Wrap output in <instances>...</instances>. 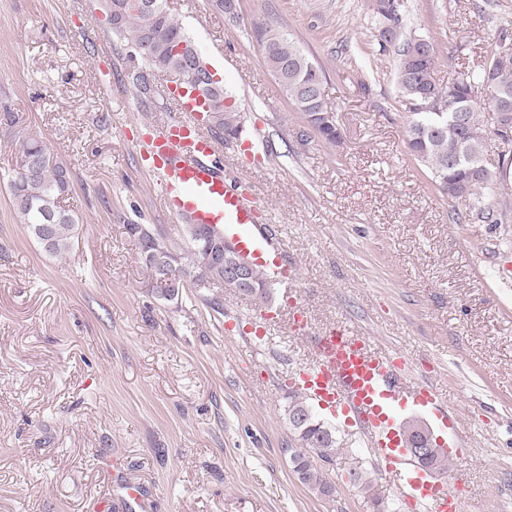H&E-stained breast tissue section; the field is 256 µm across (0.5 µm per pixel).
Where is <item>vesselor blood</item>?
I'll list each match as a JSON object with an SVG mask.
<instances>
[{
  "label": "vessel or blood",
  "instance_id": "1",
  "mask_svg": "<svg viewBox=\"0 0 512 512\" xmlns=\"http://www.w3.org/2000/svg\"><path fill=\"white\" fill-rule=\"evenodd\" d=\"M169 94L178 114L151 126L140 145L166 209L184 223L217 228L261 271L293 283L294 273L282 263L281 242L258 220L255 194L238 189L222 165L220 144L204 130L203 101L177 87ZM295 388L319 410L358 428L365 447L398 479L401 498L413 512H466L464 497L414 465L400 442L396 408L406 404L427 412L435 428L449 430L448 439L438 442L445 457L458 460L469 452L455 406L432 382L413 375L405 357L378 351L367 337L337 326L318 336Z\"/></svg>",
  "mask_w": 512,
  "mask_h": 512
}]
</instances>
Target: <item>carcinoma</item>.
Returning a JSON list of instances; mask_svg holds the SVG:
<instances>
[{
    "instance_id": "1",
    "label": "carcinoma",
    "mask_w": 512,
    "mask_h": 512,
    "mask_svg": "<svg viewBox=\"0 0 512 512\" xmlns=\"http://www.w3.org/2000/svg\"><path fill=\"white\" fill-rule=\"evenodd\" d=\"M158 4L160 7L155 10L129 12L109 26L112 34L129 48L135 69L133 84L143 95L151 92L149 77L154 72L177 74L185 69L188 61L177 54L182 42L192 51L196 68L207 70L204 55L194 52L193 40L169 8L168 0H158ZM369 8L378 25L380 46L394 49L397 56L395 80L406 111L404 132L410 155L427 169L442 195L449 199L464 198L482 218L498 223V218L506 216V210H498L487 191L492 189V184L506 180L512 170V137L502 129L504 123H512V69L502 68L500 62L503 50L512 51V32L506 26L501 27L498 48L485 62L475 68L465 66L455 71L448 83L441 84L433 77L436 45L405 35L409 21L405 0H369ZM257 35L265 63L294 110L325 143L333 146L341 143L340 129L323 124L319 117L332 111L324 97V70L285 28L260 25ZM146 39L151 40L149 51L140 56L134 48ZM477 84L487 90V97L482 100L473 96ZM207 100L209 131L220 139H238L243 123L232 93L221 85L210 91ZM492 145L497 149L496 169L487 166L475 169L474 160L486 156ZM9 189L23 223L43 250L55 256L65 254L76 230L74 215L62 205L72 189L67 164L55 157L44 142L29 138L22 144ZM126 229L140 242L141 263L149 276L159 280L161 272L145 258V252L155 249L160 238L143 224H128ZM186 230V250L178 254L168 244L165 249L174 264L193 271L191 283L163 287L160 295L172 300L184 288H206L214 282L222 283L232 293L250 295L226 278L224 266L207 259L210 250L224 246V235L212 227L199 232L191 224L186 225ZM250 278L255 302L265 305L271 301L272 288L266 274L253 265ZM287 416L296 441L308 449L305 454L298 451L291 454L294 472L301 482L312 483L322 494L331 495L333 486L320 476L317 461L330 460V452L336 445L335 432L294 393L288 396ZM431 439L429 433L421 437L422 447L428 452L417 462L444 470L448 468V460Z\"/></svg>"
}]
</instances>
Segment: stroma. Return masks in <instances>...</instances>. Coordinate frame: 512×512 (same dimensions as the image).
Returning <instances> with one entry per match:
<instances>
[{"label":"stroma","mask_w":512,"mask_h":512,"mask_svg":"<svg viewBox=\"0 0 512 512\" xmlns=\"http://www.w3.org/2000/svg\"><path fill=\"white\" fill-rule=\"evenodd\" d=\"M242 115L224 163L251 181L283 238L297 280L290 297L313 331L344 323L383 352L406 355L457 409L468 457L469 512H512V175L493 224L443 196L404 143L396 56L380 50L367 0H174ZM408 35L438 47L437 81L462 53L482 63L512 22V0H405ZM92 0H0V512H408L399 490L336 419L325 496L302 483L286 408L291 362L310 344L286 323L269 343L244 334L259 313L223 287L160 299L128 224L185 249L184 224L140 164L146 123L176 114L156 73L141 101L133 63ZM284 26L324 70L342 134L331 146L282 94L254 26ZM374 74L361 87L363 71ZM67 163L77 217L70 250L44 252L12 203L8 179L24 139ZM120 470L140 501L112 477ZM359 471L362 489L349 479Z\"/></svg>","instance_id":"stroma-1"}]
</instances>
